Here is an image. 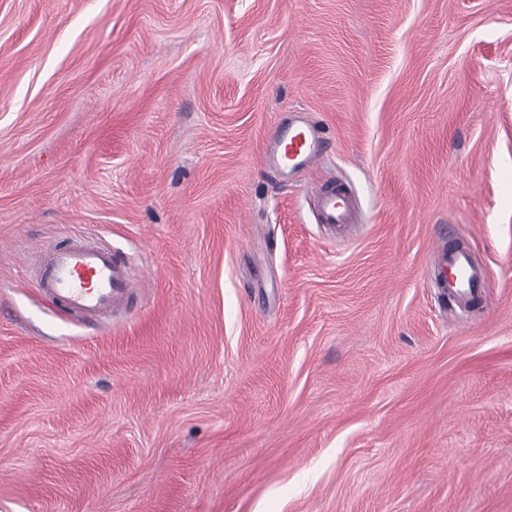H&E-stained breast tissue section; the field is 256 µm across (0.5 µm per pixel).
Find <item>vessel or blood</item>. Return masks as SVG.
I'll use <instances>...</instances> for the list:
<instances>
[{"instance_id": "obj_1", "label": "vessel or blood", "mask_w": 512, "mask_h": 512, "mask_svg": "<svg viewBox=\"0 0 512 512\" xmlns=\"http://www.w3.org/2000/svg\"><path fill=\"white\" fill-rule=\"evenodd\" d=\"M323 153L321 133L298 111L289 113L263 146L265 164L280 172L310 167ZM315 209L319 223L336 226L350 221L348 195L336 184L322 186ZM439 261L447 298L459 304L478 301L487 278L484 270L472 263L469 249L449 242L441 249ZM37 276L46 298L94 325L125 305L132 286L128 262L121 251L81 237L58 241L40 262Z\"/></svg>"}]
</instances>
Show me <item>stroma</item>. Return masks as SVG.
Instances as JSON below:
<instances>
[{"label": "stroma", "mask_w": 512, "mask_h": 512, "mask_svg": "<svg viewBox=\"0 0 512 512\" xmlns=\"http://www.w3.org/2000/svg\"><path fill=\"white\" fill-rule=\"evenodd\" d=\"M74 235L108 324L26 274ZM0 512H512V0H0ZM323 153L324 139L319 129L301 111L289 112L263 146L265 164L288 173L314 165ZM315 209L320 224L333 227L351 224V209L347 192L344 193L335 183L322 186L315 199ZM37 276L46 298L94 325L121 309L132 288L122 252L81 237L58 241L40 262ZM439 261L447 298L457 305L478 301L487 288V278L484 270L472 263L469 248L448 241V248L440 250Z\"/></svg>", "instance_id": "stroma-1"}]
</instances>
